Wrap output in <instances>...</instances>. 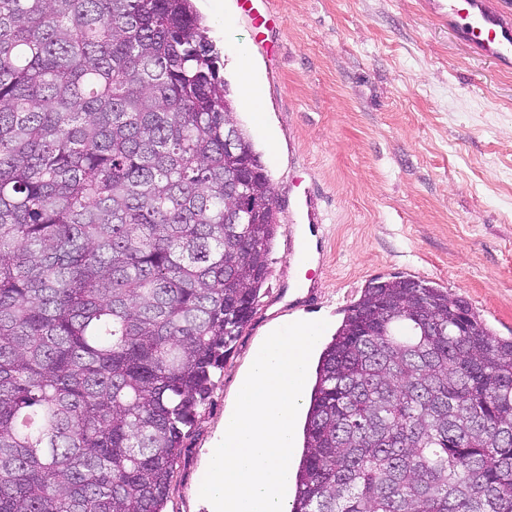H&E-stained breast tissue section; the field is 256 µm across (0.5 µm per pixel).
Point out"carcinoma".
<instances>
[{
    "instance_id": "obj_1",
    "label": "carcinoma",
    "mask_w": 512,
    "mask_h": 512,
    "mask_svg": "<svg viewBox=\"0 0 512 512\" xmlns=\"http://www.w3.org/2000/svg\"><path fill=\"white\" fill-rule=\"evenodd\" d=\"M233 115L193 0H0V512H164L278 230ZM464 309L367 285L291 512H512V338Z\"/></svg>"
}]
</instances>
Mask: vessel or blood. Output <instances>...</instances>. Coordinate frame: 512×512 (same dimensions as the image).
I'll list each match as a JSON object with an SVG mask.
<instances>
[{
  "instance_id": "b4317fda",
  "label": "vessel or blood",
  "mask_w": 512,
  "mask_h": 512,
  "mask_svg": "<svg viewBox=\"0 0 512 512\" xmlns=\"http://www.w3.org/2000/svg\"><path fill=\"white\" fill-rule=\"evenodd\" d=\"M440 16L483 56L506 65L512 63V18L506 12L492 10L484 0H437ZM256 35L274 25L278 16L272 0H237Z\"/></svg>"
}]
</instances>
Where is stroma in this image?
<instances>
[{
  "label": "stroma",
  "mask_w": 512,
  "mask_h": 512,
  "mask_svg": "<svg viewBox=\"0 0 512 512\" xmlns=\"http://www.w3.org/2000/svg\"><path fill=\"white\" fill-rule=\"evenodd\" d=\"M240 126L275 192L279 229L251 321L174 466L166 512H211L197 481L252 347L274 326L326 320L329 343L376 277L423 279L512 338V67L479 56L427 0H274L255 42L236 0H193ZM261 77L242 106L238 65ZM317 197L318 222L297 201Z\"/></svg>",
  "instance_id": "stroma-1"
}]
</instances>
